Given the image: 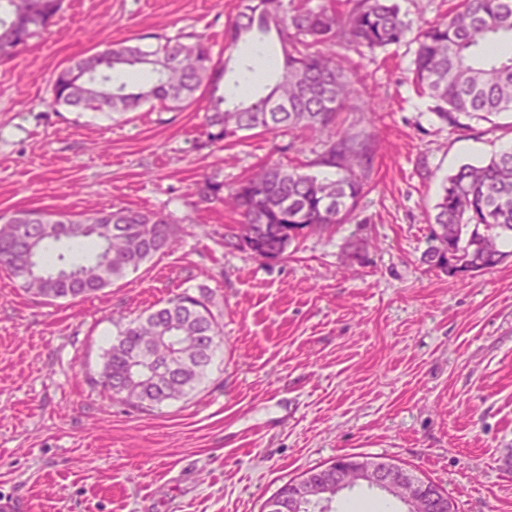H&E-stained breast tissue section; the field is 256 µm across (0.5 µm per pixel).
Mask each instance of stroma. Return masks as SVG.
Segmentation results:
<instances>
[{"label":"stroma","mask_w":512,"mask_h":512,"mask_svg":"<svg viewBox=\"0 0 512 512\" xmlns=\"http://www.w3.org/2000/svg\"><path fill=\"white\" fill-rule=\"evenodd\" d=\"M413 35L456 0H398ZM237 0H63L29 48L0 60V215L132 207L183 231L171 253L85 300L47 303L0 271V512H261L343 454L383 457L447 491L455 512H512V258L452 278L425 260L428 217L464 164L512 145V115L441 125L412 83L415 43L340 46L364 77L342 126L373 137L352 219L263 264L224 247L238 216L189 205L204 175L312 161L291 135L205 143V101L123 114L53 105L71 59L143 36H204ZM370 240L364 263L348 242ZM206 293L223 341L199 389L137 409L97 383L119 325Z\"/></svg>","instance_id":"35a3bbf8"}]
</instances>
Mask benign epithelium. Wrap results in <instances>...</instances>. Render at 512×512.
<instances>
[{"label": "benign epithelium", "mask_w": 512, "mask_h": 512, "mask_svg": "<svg viewBox=\"0 0 512 512\" xmlns=\"http://www.w3.org/2000/svg\"><path fill=\"white\" fill-rule=\"evenodd\" d=\"M356 486L385 491L402 502L407 512H449L448 494L441 489L411 476L389 459L353 455L289 483L266 512H299L307 501L325 502L333 491Z\"/></svg>", "instance_id": "obj_1"}]
</instances>
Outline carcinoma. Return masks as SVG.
I'll use <instances>...</instances> for the list:
<instances>
[{
  "label": "carcinoma",
  "instance_id": "cac0c4a2",
  "mask_svg": "<svg viewBox=\"0 0 512 512\" xmlns=\"http://www.w3.org/2000/svg\"><path fill=\"white\" fill-rule=\"evenodd\" d=\"M63 0H0V59L40 35L60 13ZM338 10L295 6L293 0H241L224 31L226 46L258 33L276 32L282 62L267 92L244 102L226 96L228 61L216 59L201 37L166 39L153 50L117 42L61 69L51 105L126 113L153 100L172 110L207 92L206 144L230 143L244 131H288L302 138L328 134L315 164L335 170L317 175L267 164L236 184L207 177L199 194L224 204L241 220L224 236V247L247 251L266 264L286 258L288 246L306 232L350 221L372 159L367 138L337 129L339 114L360 77L336 62L339 44L370 52L401 43L409 24L390 0H347ZM512 43V0H460L448 17L416 39L414 86L434 101L443 125L465 127L460 118L489 119L512 112V54L493 50ZM263 72L271 57L258 53L242 62ZM181 229L161 213L118 207L84 214L24 210L0 225V269L33 297L76 300L111 286L159 253L172 252ZM95 245L91 254L55 244ZM512 146L448 175L430 220V266L455 276L451 260L492 270L512 257ZM220 336L204 294L185 291L127 323L106 351L100 384L122 392L145 410L179 400L207 374Z\"/></svg>",
  "mask_w": 512,
  "mask_h": 512
}]
</instances>
